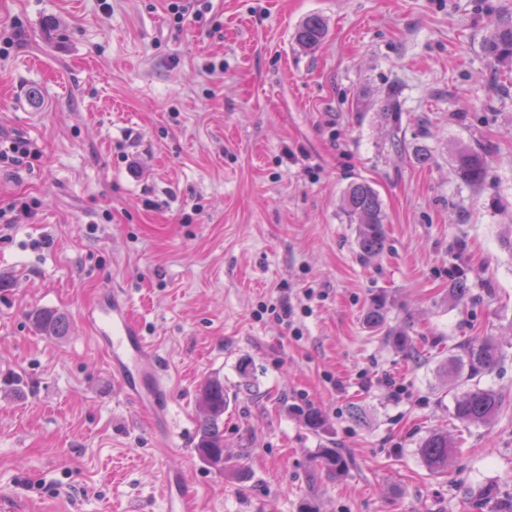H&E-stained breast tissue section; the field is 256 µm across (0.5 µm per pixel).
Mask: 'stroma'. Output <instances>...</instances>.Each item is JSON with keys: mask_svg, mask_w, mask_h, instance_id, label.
Listing matches in <instances>:
<instances>
[{"mask_svg": "<svg viewBox=\"0 0 512 512\" xmlns=\"http://www.w3.org/2000/svg\"><path fill=\"white\" fill-rule=\"evenodd\" d=\"M0 0V502L53 512H165L163 465L195 512H501L512 503V66L482 44L512 0ZM316 51L293 34L310 14ZM218 73H210V65ZM485 147L482 184L452 157ZM428 161H420V154ZM380 195L384 252L364 262L340 209ZM466 280L465 305L450 295ZM123 288L172 384L179 448L108 374L85 319ZM412 353L372 332L375 296ZM288 297L295 330L261 305ZM63 313L64 336L28 316ZM494 337L487 426L455 420L462 342ZM250 365L243 389L241 363ZM223 381L231 470L196 452L204 379ZM308 405L324 424L293 414ZM458 448L433 475L420 437ZM340 448V475L317 452ZM495 485L497 500L480 492ZM327 35L325 22L321 16L311 15L306 17L297 27L294 40L306 50L318 48Z\"/></svg>", "mask_w": 512, "mask_h": 512, "instance_id": "obj_1", "label": "stroma"}]
</instances>
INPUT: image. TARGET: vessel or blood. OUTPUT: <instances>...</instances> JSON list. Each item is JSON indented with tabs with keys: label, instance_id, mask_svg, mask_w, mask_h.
I'll return each mask as SVG.
<instances>
[{
	"label": "vessel or blood",
	"instance_id": "vessel-or-blood-1",
	"mask_svg": "<svg viewBox=\"0 0 512 512\" xmlns=\"http://www.w3.org/2000/svg\"><path fill=\"white\" fill-rule=\"evenodd\" d=\"M87 317L96 340L107 345L113 382L152 425L161 426L167 447H176L175 432L167 424L171 392L122 289L112 288L89 309ZM162 476L167 488V512H193L194 494L183 474L168 467Z\"/></svg>",
	"mask_w": 512,
	"mask_h": 512
}]
</instances>
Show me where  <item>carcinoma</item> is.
I'll list each match as a JSON object with an SVG mask.
<instances>
[{
  "label": "carcinoma",
  "instance_id": "obj_1",
  "mask_svg": "<svg viewBox=\"0 0 512 512\" xmlns=\"http://www.w3.org/2000/svg\"><path fill=\"white\" fill-rule=\"evenodd\" d=\"M327 35L322 17H306L297 27L294 40L306 50L318 48ZM486 57L497 64L512 62V23L500 22L484 40ZM456 170L462 179L470 185L483 182L487 164V154L483 148H467L458 152L455 158ZM342 212L358 225L357 245L360 256L370 260L383 253L386 246L385 217L379 194L367 181L351 183L344 191L341 203ZM364 320L375 332L387 331V336L403 350L409 349L408 338L403 331L387 329L388 309L385 302L378 298L372 301L365 312ZM30 321L47 336H63L67 331V322L63 314L38 309L30 314ZM457 361L466 368L464 382L471 386L454 399L453 416L464 423L486 425L497 415L501 406V397L494 391L479 386L476 379L491 372L500 357L496 341L485 336L459 346ZM199 402L204 417L200 425L197 451L211 465L224 468V431L221 428L224 411L228 401L224 394V382L216 378L206 379L200 386ZM419 454L433 474H442L448 470V464L454 457L453 442L444 430H432L419 442ZM322 466L329 471H342L347 459L337 448L319 449Z\"/></svg>",
  "mask_w": 512,
  "mask_h": 512
}]
</instances>
